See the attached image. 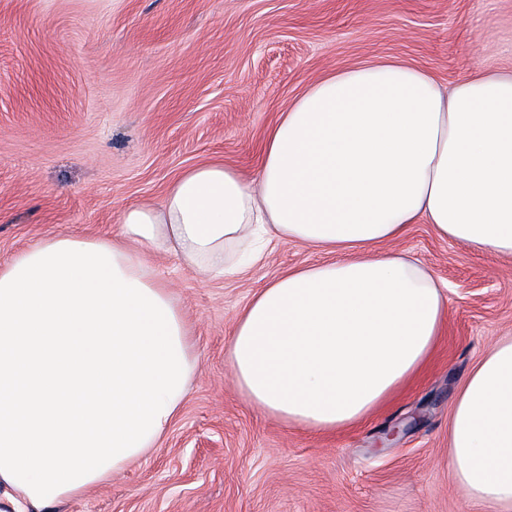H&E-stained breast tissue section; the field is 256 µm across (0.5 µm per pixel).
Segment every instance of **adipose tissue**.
Returning <instances> with one entry per match:
<instances>
[{
  "mask_svg": "<svg viewBox=\"0 0 512 512\" xmlns=\"http://www.w3.org/2000/svg\"><path fill=\"white\" fill-rule=\"evenodd\" d=\"M431 224L512 256V69L450 88L392 60L324 75L268 131L256 178L205 163L118 238L50 235L0 267V512H52L155 448L196 370L192 326L148 262L235 274L274 231L329 253L259 290L225 360L240 394L326 432L364 420L430 360L447 313L433 279L384 243ZM448 465L512 512V336L460 388Z\"/></svg>",
  "mask_w": 512,
  "mask_h": 512,
  "instance_id": "adipose-tissue-1",
  "label": "adipose tissue"
}]
</instances>
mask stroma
I'll list each match as a JSON object with an SVG mask.
<instances>
[{
	"instance_id": "1",
	"label": "stroma",
	"mask_w": 512,
	"mask_h": 512,
	"mask_svg": "<svg viewBox=\"0 0 512 512\" xmlns=\"http://www.w3.org/2000/svg\"><path fill=\"white\" fill-rule=\"evenodd\" d=\"M382 58L444 86L510 67L512 0H0V265L48 235L118 236L124 209L160 205L192 166L254 177L298 96ZM384 248L446 285L443 332L387 407L325 434L248 405L224 349L254 293L326 254L274 241L221 280L152 256L195 331L190 393L157 448L62 512H492L448 469V422L468 373L512 336V256L424 223Z\"/></svg>"
}]
</instances>
